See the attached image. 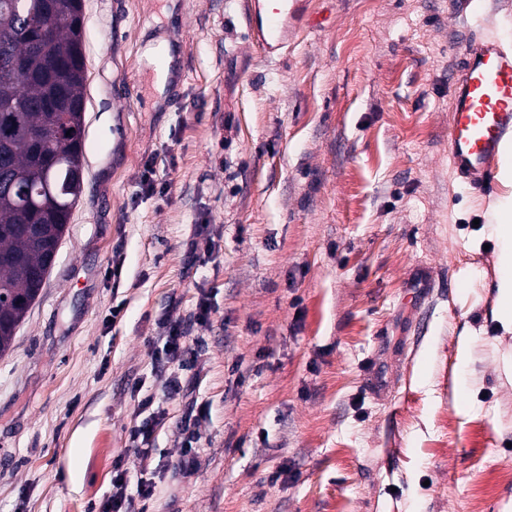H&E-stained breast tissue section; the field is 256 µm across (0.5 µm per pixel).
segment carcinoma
Here are the masks:
<instances>
[{
  "instance_id": "obj_1",
  "label": "carcinoma",
  "mask_w": 512,
  "mask_h": 512,
  "mask_svg": "<svg viewBox=\"0 0 512 512\" xmlns=\"http://www.w3.org/2000/svg\"><path fill=\"white\" fill-rule=\"evenodd\" d=\"M82 0H0V355L81 183Z\"/></svg>"
}]
</instances>
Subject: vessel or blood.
Returning a JSON list of instances; mask_svg holds the SVG:
<instances>
[{
  "mask_svg": "<svg viewBox=\"0 0 512 512\" xmlns=\"http://www.w3.org/2000/svg\"><path fill=\"white\" fill-rule=\"evenodd\" d=\"M302 0H277L274 7L247 0L251 35L265 56L280 54L292 34L288 26ZM453 85L448 157L457 176L484 193L497 190L494 171L504 142L512 141V46L476 34Z\"/></svg>",
  "mask_w": 512,
  "mask_h": 512,
  "instance_id": "b4317fda",
  "label": "vessel or blood"
}]
</instances>
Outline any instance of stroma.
Listing matches in <instances>:
<instances>
[{
	"label": "stroma",
	"mask_w": 512,
	"mask_h": 512,
	"mask_svg": "<svg viewBox=\"0 0 512 512\" xmlns=\"http://www.w3.org/2000/svg\"><path fill=\"white\" fill-rule=\"evenodd\" d=\"M83 5V188L0 355V512H88L118 456L136 476V385L163 399V460L206 410L199 467L162 479L156 512L512 507L506 481L475 499L484 462L512 472L499 200L448 159L472 15L512 44V0H306L272 58L244 0ZM200 224L218 248L192 263ZM202 291L199 373L165 396L155 320Z\"/></svg>",
	"instance_id": "35a3bbf8"
}]
</instances>
